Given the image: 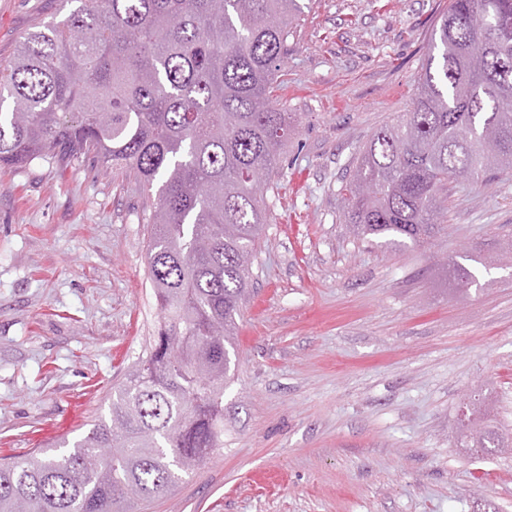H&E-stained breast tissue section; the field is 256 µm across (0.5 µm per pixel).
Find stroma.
Listing matches in <instances>:
<instances>
[{
  "label": "stroma",
  "mask_w": 512,
  "mask_h": 512,
  "mask_svg": "<svg viewBox=\"0 0 512 512\" xmlns=\"http://www.w3.org/2000/svg\"><path fill=\"white\" fill-rule=\"evenodd\" d=\"M450 0H310L274 84L295 126L229 349L224 445L134 512H512V451L465 447L467 405L512 441V170L448 186L444 231L355 237L343 186L407 112ZM68 0H0V64ZM125 172L0 167V458L107 415L161 318ZM468 261L461 287L446 263Z\"/></svg>",
  "instance_id": "stroma-1"
}]
</instances>
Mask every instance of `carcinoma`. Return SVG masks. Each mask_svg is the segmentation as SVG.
I'll return each instance as SVG.
<instances>
[{"label": "carcinoma", "instance_id": "1", "mask_svg": "<svg viewBox=\"0 0 512 512\" xmlns=\"http://www.w3.org/2000/svg\"><path fill=\"white\" fill-rule=\"evenodd\" d=\"M78 2L0 67V166L96 162L156 190L162 321L109 421L0 464V512H127L224 446L227 345L292 130L270 89L299 0ZM492 169H512V0H451L412 109L374 132L345 186L353 231L420 244L443 229L448 181ZM465 426L466 447H504Z\"/></svg>", "mask_w": 512, "mask_h": 512}]
</instances>
